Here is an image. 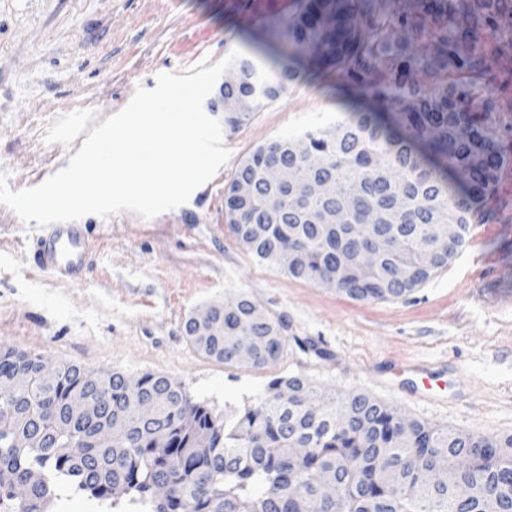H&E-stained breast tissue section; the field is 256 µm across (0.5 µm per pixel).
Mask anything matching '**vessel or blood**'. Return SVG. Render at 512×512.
<instances>
[{
  "label": "vessel or blood",
  "mask_w": 512,
  "mask_h": 512,
  "mask_svg": "<svg viewBox=\"0 0 512 512\" xmlns=\"http://www.w3.org/2000/svg\"><path fill=\"white\" fill-rule=\"evenodd\" d=\"M89 238L82 225L53 223L37 244L36 267L60 281L74 282L86 272Z\"/></svg>",
  "instance_id": "vessel-or-blood-1"
}]
</instances>
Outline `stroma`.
<instances>
[{
  "label": "stroma",
  "mask_w": 512,
  "mask_h": 512,
  "mask_svg": "<svg viewBox=\"0 0 512 512\" xmlns=\"http://www.w3.org/2000/svg\"><path fill=\"white\" fill-rule=\"evenodd\" d=\"M0 0V171L11 190L67 167L90 131L136 87L233 50L266 66L256 42L287 16L267 0ZM496 120L512 124V48L493 66ZM340 75L308 77L223 134L231 157L189 201L145 220L123 211L82 217L86 276L63 282L33 268L41 235L0 205V347L52 365L146 373L182 386L215 415L264 397L298 374L332 393L362 391L412 419L476 436L512 434V165L469 226L464 248L409 295L356 301L254 260L224 222V191L264 144L331 125L347 113ZM247 295L310 341L254 368L205 356L186 320Z\"/></svg>",
  "instance_id": "stroma-1"
}]
</instances>
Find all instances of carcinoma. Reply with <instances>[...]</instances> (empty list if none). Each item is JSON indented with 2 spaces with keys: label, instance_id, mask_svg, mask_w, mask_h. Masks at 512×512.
<instances>
[{
  "label": "carcinoma",
  "instance_id": "cac0c4a2",
  "mask_svg": "<svg viewBox=\"0 0 512 512\" xmlns=\"http://www.w3.org/2000/svg\"><path fill=\"white\" fill-rule=\"evenodd\" d=\"M487 31L512 46V0H296L285 19L267 23L262 42L288 51L270 57L265 74L248 56L234 61L224 97L237 106L224 113V128H238L306 70L340 72L369 108L351 107L334 125L305 130L303 156L284 138L239 166L224 194L236 242L258 262L312 284L337 270L339 290L359 301L401 298L448 265L506 163L502 131L488 111L496 51L485 43ZM273 162L295 167L291 186L260 179ZM313 178L333 182V196L310 195ZM246 179L255 191L243 200L236 187ZM400 195L407 204L398 210ZM327 207L346 210L345 225L315 223ZM370 211L379 225L364 229ZM437 224L459 225L457 240L437 239ZM362 236L382 249L375 266L347 262ZM396 266L411 276L394 279ZM286 330L241 294L224 302L208 343L196 348L235 364L237 338L253 336L252 366L264 367L288 350ZM38 359L0 348L7 391L0 413L12 419L0 433V490L11 497L30 471L42 474L15 500L20 512H50L63 486L112 507L127 497L146 512H289L296 493L308 496L310 512H323L328 474L340 486L339 512H512V435L475 437L410 420L368 394L330 396L299 376L274 379L269 397L222 417L153 373L130 386L119 372L66 365L53 384L33 374L26 389H12L7 378L35 369ZM157 395L165 403L154 418L127 411L128 400ZM76 397L102 405L74 417ZM114 423L124 437L102 442ZM75 443L84 453L65 454ZM299 447L308 452L295 458ZM458 456L467 464L454 484L426 481L425 471ZM270 484L283 494L268 498Z\"/></svg>",
  "mask_w": 512,
  "mask_h": 512
}]
</instances>
